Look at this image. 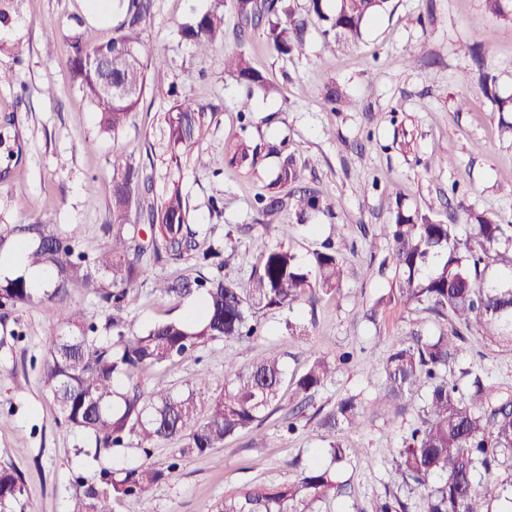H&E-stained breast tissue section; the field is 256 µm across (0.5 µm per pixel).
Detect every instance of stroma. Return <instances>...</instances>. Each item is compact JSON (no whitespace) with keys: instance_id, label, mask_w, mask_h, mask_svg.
I'll return each mask as SVG.
<instances>
[{"instance_id":"stroma-1","label":"stroma","mask_w":512,"mask_h":512,"mask_svg":"<svg viewBox=\"0 0 512 512\" xmlns=\"http://www.w3.org/2000/svg\"><path fill=\"white\" fill-rule=\"evenodd\" d=\"M211 3L151 0L142 38L151 56L166 59L165 80L147 86L115 136L102 132L93 106L70 83L69 40L77 34L95 45L115 36L125 20L116 0H19L9 26H0L1 43L23 45L21 57L0 53V121L13 117L9 133L22 149L9 178L0 180V224L40 222L75 231L87 250L106 245L112 171L119 160L145 168L151 197L178 182L200 248L220 241L234 254L223 270L228 278L247 279L271 247L288 249L309 268L324 240L340 232L347 244V274L335 293L290 311L261 312L258 339L200 347L177 360L166 378L178 389L219 386L228 355L242 366L279 355L290 376L300 374L315 351L346 352L349 361L306 402L284 398L263 424V440L243 432L202 455L180 454L176 441L154 448L157 467L178 462L175 477L149 498L116 503L115 512H209L224 494L294 481L322 445L314 430L317 411L349 395L364 403L363 425L344 436L349 451L337 470L344 492L321 503L320 512H374L389 493L406 503L407 512H423L419 495L390 478L416 405L405 403L397 415L380 409L381 381L367 371L382 368L393 348L439 325L415 306L367 320L366 310L391 278L367 277L366 269L383 258L374 239L379 226L392 223L400 209L443 221L456 215L463 242L472 236L464 212H486L512 224V135L502 131L491 101L512 96V8L495 14L484 0H389L359 40L345 43L324 36L308 13V0H295L296 12L308 19L306 44L303 55L285 56L267 45L258 28L237 41L238 17L226 0L224 43L201 55L180 27ZM475 41L481 44L476 58L467 50ZM239 46L271 87L254 96L252 124L245 130L237 113L244 90L224 71L225 52ZM482 70L496 78L486 90L478 82ZM330 87L343 96L335 112L324 102ZM186 97L206 105L213 117L194 147L204 166L187 159L176 171L161 117ZM240 138L252 146L280 143L295 154L303 185L319 192L325 212L307 224L284 212L272 229H264L254 198L268 192L279 159L263 154L253 165H229L225 150ZM146 269L130 294L137 330L187 317L200 306L199 294L174 298L156 291L155 278L214 273L192 255L164 265L150 262ZM291 320L304 324L306 335L291 334ZM57 322L56 303L45 299L0 311V467L21 475L23 512H69L75 475L91 479L97 472L91 459L76 456V440L41 382L47 332ZM473 363L489 383L512 387V349L471 339L466 357L450 363L449 378L459 379ZM286 415L297 417L300 428L285 437L279 425Z\"/></svg>"}]
</instances>
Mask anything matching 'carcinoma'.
Wrapping results in <instances>:
<instances>
[{"instance_id":"cac0c4a2","label":"carcinoma","mask_w":512,"mask_h":512,"mask_svg":"<svg viewBox=\"0 0 512 512\" xmlns=\"http://www.w3.org/2000/svg\"><path fill=\"white\" fill-rule=\"evenodd\" d=\"M126 19L120 33L107 42L70 43V79L93 105L102 131L117 135L143 99L148 66L142 61L144 43L138 26L149 0H118ZM309 11L324 22L336 41L359 38L369 21L385 9L388 0H309ZM241 23L263 26L267 43L282 55L301 54L307 22L296 16L290 0H233ZM196 50L205 54L224 44V0L198 15L183 30ZM134 49L136 57L126 56ZM100 56L104 65L90 59ZM224 71L249 91H269L263 77L241 51L225 55ZM209 119L207 107L186 97L164 114V132L172 147L171 163L181 168L184 156ZM4 119L0 152L14 155ZM146 183L140 167L117 162L112 174V240L88 255L79 242L49 229L46 224H13L0 228V251L20 240L32 267L54 273L53 289L37 295L23 277L0 281V309L18 308L41 297L58 305L61 327L50 328L49 348L41 379L60 408L66 426L79 435L77 453L97 459L115 448H136L143 459L131 467L100 470L95 482L77 477L71 496L72 512H114L113 504L126 498H147L163 480L173 476L178 463L156 468L146 460L150 449L167 441L185 442L181 453H205L244 431L259 428L278 409L285 367L278 356L247 368L224 358V383L215 389L204 384L175 390L165 381L143 379L148 369L173 363L187 352L217 340H243L261 331L259 313L265 309L292 310L316 295L338 289L345 276L343 235L327 240L314 252L315 267L303 269L294 254L282 247L267 250L246 281L222 274L194 281L158 280L155 287L168 295L201 291L197 317L157 322L141 332L125 317L129 289L145 272L143 258L156 263L178 261L198 247L196 231L188 224L187 203L178 184L147 206L149 228L129 223L133 202ZM273 186L288 188L260 194L255 203L268 217L269 228L288 210L301 221L320 211L318 194L301 186L296 158L286 156ZM473 236L463 245L453 218L443 223L428 215L415 217L400 210L395 222L379 227L385 243L381 267L393 272L386 289L366 310L376 322L397 306L424 305L446 324L439 335L423 338L392 351L383 365L379 401L393 413L401 402L425 394L402 438L392 477L413 487L423 501V512H490L489 503L508 494L512 503V390L485 382L479 370L467 369L466 386L448 380L450 360L468 350L470 338L512 345V224H500L485 213H468ZM149 231L148 240L141 239ZM229 257L219 245L202 253V263L223 270ZM73 280L105 301L112 309L104 325L88 320L64 303ZM347 355L330 357L315 352L306 372L292 380L294 395L306 398L336 374ZM361 404L355 397L340 400L316 423L322 441L320 459L292 483L255 486L228 494L215 512H314V505L336 497L339 486L333 466L346 456L339 439L362 426ZM511 472L499 480L501 466ZM24 495L23 481L12 467H0V512H12Z\"/></svg>"}]
</instances>
